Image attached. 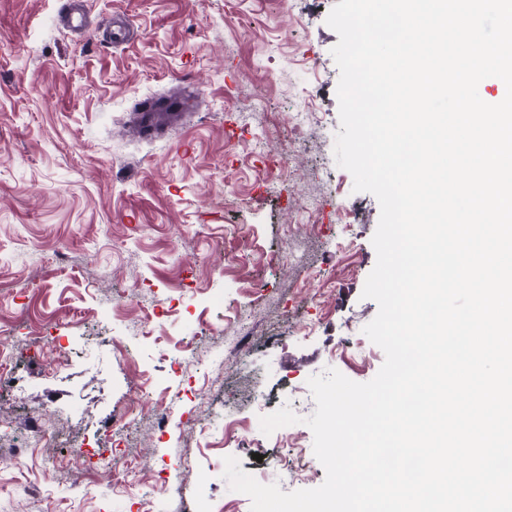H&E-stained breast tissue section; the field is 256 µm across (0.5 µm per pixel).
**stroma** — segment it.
Segmentation results:
<instances>
[{
  "label": "stroma",
  "instance_id": "obj_1",
  "mask_svg": "<svg viewBox=\"0 0 512 512\" xmlns=\"http://www.w3.org/2000/svg\"><path fill=\"white\" fill-rule=\"evenodd\" d=\"M336 2L81 0L89 27L79 33L58 23L65 0H0V337L28 380L24 394L0 395L15 427L6 445L20 451L0 461V512H250L223 477L228 456L286 493L324 482L309 427L267 436L259 418L286 405L303 420L316 409L310 376L332 367L364 383L385 359L363 332L378 305L361 296L380 205L334 156L339 37L326 17ZM116 19L131 27L120 44L109 37ZM168 97L183 99L180 121L144 138L134 112ZM304 106L313 117L299 134L293 114ZM283 143L294 148L285 177L269 164ZM228 244L242 257L230 273ZM150 300L154 335L199 342L198 368L177 369L126 336ZM43 310L57 315L45 337L70 344L68 367L51 370L29 342ZM238 313L254 328L237 342L225 330ZM119 338L124 363L111 354ZM143 360L179 394V416L161 431L138 413L110 449L101 436L135 398ZM54 404L74 438L137 458L132 490L74 493L70 473L92 456L28 447L29 427ZM228 418L241 430L184 468L188 424L217 434ZM28 485L43 494L25 495Z\"/></svg>",
  "mask_w": 512,
  "mask_h": 512
}]
</instances>
